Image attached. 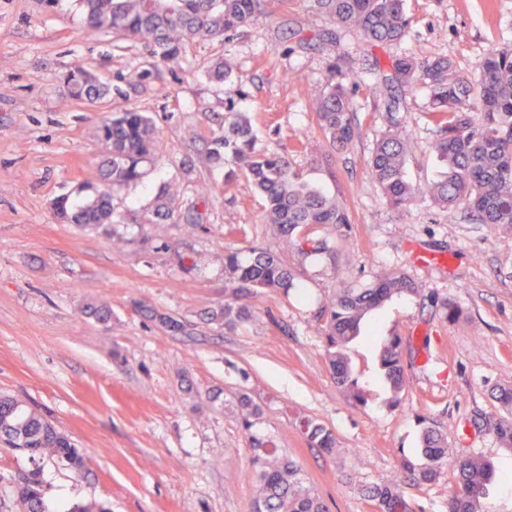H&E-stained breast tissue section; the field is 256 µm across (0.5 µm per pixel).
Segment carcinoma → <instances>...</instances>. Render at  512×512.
Returning a JSON list of instances; mask_svg holds the SVG:
<instances>
[{
	"mask_svg": "<svg viewBox=\"0 0 512 512\" xmlns=\"http://www.w3.org/2000/svg\"><path fill=\"white\" fill-rule=\"evenodd\" d=\"M84 13V33L89 38L112 35L139 43L153 58L152 69L137 71L133 80L143 82L160 72L180 66L192 46L201 40L228 41L240 29L265 17L271 0H78ZM311 7L329 16L338 28H353L372 47L400 42L410 25L404 0H311ZM339 66L331 64L322 86L311 89L316 123L325 139L320 161L332 165L358 135L355 103L338 77ZM70 98L95 104L108 95V88L88 69L78 66L63 77ZM422 86L429 92L427 117L436 129L434 152L445 167L442 178L427 189L413 185L405 165L413 142L402 123L394 119L396 101H384L390 129L374 144L369 173L388 203L400 208L420 193L429 194L451 217L471 224H495L512 229V46L493 45L473 80L461 75L445 58L422 59L402 53L392 57L389 71L369 86L375 97L390 88ZM227 129L212 138L211 165L227 159L233 173L244 175L266 200L267 222L272 224L297 260L304 263L323 256L335 258L333 235L350 218L338 196L329 195L293 168L290 155L281 148L259 149L248 120L237 112L224 115ZM99 139L107 157L101 165L102 184L80 201L67 194L57 198V219L79 228L112 223L114 192L142 182L148 164L159 149V137L151 118L126 110L105 120ZM180 183L164 184L157 205L142 224L168 221L200 223L201 214L190 208L178 211ZM243 261L236 250L224 251V303L207 312L212 324L234 327L250 319L270 295L295 288L294 268L288 259L261 246L249 247ZM421 288L409 275L386 270L367 288H342L319 307L317 319L328 366L349 397L365 401L366 390L353 376L350 349L360 336L361 323L372 311L395 296L417 295ZM143 314L163 327L180 330L179 320L142 306ZM403 341L389 336L381 343L379 370L388 388V402L401 400L408 386ZM493 398L497 410L484 417L483 425L504 446L512 448V388L497 387ZM232 406L253 450L252 479L256 489V512H328L326 503L301 478L302 470L280 453L271 436H258L253 428L263 411L250 394L240 393ZM308 443L327 454L336 452L333 431L316 419H299ZM0 440L20 448L31 461L58 459L74 472L84 468V458L42 413L17 399L0 396ZM420 466L406 458L399 461L395 479L379 484H361L363 497L373 512H414L403 487L435 482L443 467L454 478L448 512H482L495 473L491 462L479 454L453 456L448 439L434 425L424 428ZM17 512H52L45 497L42 468L35 465L13 482Z\"/></svg>",
	"mask_w": 512,
	"mask_h": 512,
	"instance_id": "carcinoma-1",
	"label": "carcinoma"
}]
</instances>
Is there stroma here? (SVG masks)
Wrapping results in <instances>:
<instances>
[{"instance_id":"obj_1","label":"stroma","mask_w":512,"mask_h":512,"mask_svg":"<svg viewBox=\"0 0 512 512\" xmlns=\"http://www.w3.org/2000/svg\"><path fill=\"white\" fill-rule=\"evenodd\" d=\"M406 9L411 27L400 46L372 48L356 32L337 33L308 0H278L230 42H198L180 68L136 84L131 74L152 64L147 51L109 35L86 38L78 0H0V394L37 408L85 459L79 477L44 462L50 503L253 512L252 454L225 407L244 390L264 411L258 434L298 461L330 512H367L360 482L390 479L404 457L422 463L426 418L446 432L450 454L493 461L483 507L512 512V449L481 426L495 410L492 387L512 386V232L449 219L424 192L392 208L367 169L387 129L383 102L367 91L380 64L400 51L445 56L476 77L490 45H512V0H406ZM342 49L359 134L330 168L314 162L322 135L310 90ZM220 58L233 73L219 82L207 69ZM78 65L111 86L109 100L67 96L62 78ZM394 95L413 140L407 175L424 188L441 170L424 117L428 94L420 86ZM230 107L248 118L258 147L292 148L308 136L293 166L340 196L350 223L335 238V260L301 267L299 291L270 298V314L226 329L204 320L224 301L225 249L283 246L262 197L245 177L227 178L228 164L213 171L214 197L196 199L194 173ZM119 110L150 116L160 149L144 182L115 196L116 215L151 214L163 182L178 178L201 228L118 220L82 230L55 218V198L99 184L106 147L98 128ZM242 223L248 238L225 236V227ZM418 253L428 264L415 263ZM389 269L422 292L394 298L364 324L351 349L367 391L357 403L336 386L316 312L335 291L365 287ZM443 300L461 309L458 323L443 318ZM102 303L112 311L108 322L85 315ZM143 303L181 320L184 331L159 328ZM392 335L403 339L411 381L394 405L376 377L379 345ZM302 416L333 430L336 454L310 448ZM355 472L360 482L351 481Z\"/></svg>"}]
</instances>
